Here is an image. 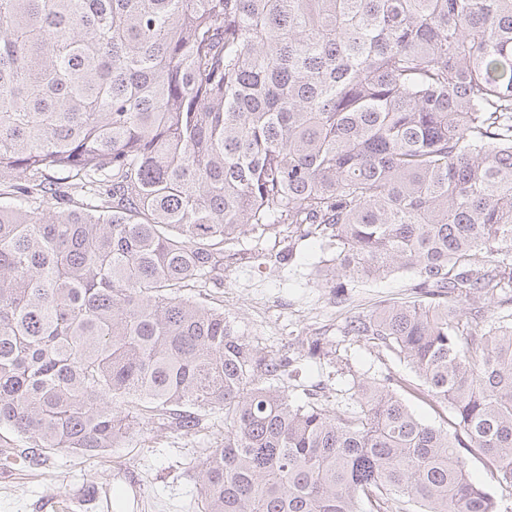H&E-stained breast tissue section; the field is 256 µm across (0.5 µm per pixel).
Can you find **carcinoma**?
<instances>
[{"instance_id":"1","label":"carcinoma","mask_w":512,"mask_h":512,"mask_svg":"<svg viewBox=\"0 0 512 512\" xmlns=\"http://www.w3.org/2000/svg\"><path fill=\"white\" fill-rule=\"evenodd\" d=\"M2 195L0 427L30 461L222 413L201 512H512V0H0ZM279 226L338 303L413 275L339 332L416 380L296 404L186 293Z\"/></svg>"}]
</instances>
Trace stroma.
I'll use <instances>...</instances> for the list:
<instances>
[{
	"mask_svg": "<svg viewBox=\"0 0 512 512\" xmlns=\"http://www.w3.org/2000/svg\"><path fill=\"white\" fill-rule=\"evenodd\" d=\"M292 251L291 260L275 266L271 254ZM318 243L287 234L257 237L248 232L224 245V281L201 289L206 303L223 307L245 338L257 348L292 360L294 398L326 397L328 408L344 404L352 377L381 371L375 348L341 340L336 329L346 317L368 311L380 301H408L412 276L399 272L381 280L362 279L337 304L329 289L319 287ZM318 336L335 351L333 360L308 357L306 340ZM221 437L212 417L202 419L195 438L167 430L143 429L119 448L89 460L53 455L36 467L0 477V512H40L42 503L75 497L91 485H111L122 494L112 512H200L195 466L204 448Z\"/></svg>",
	"mask_w": 512,
	"mask_h": 512,
	"instance_id": "35a3bbf8",
	"label": "stroma"
}]
</instances>
